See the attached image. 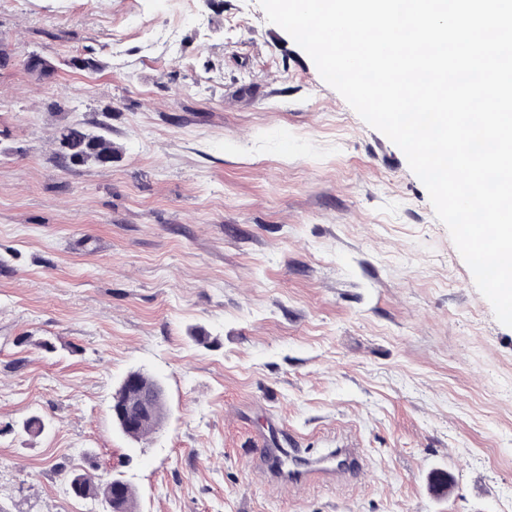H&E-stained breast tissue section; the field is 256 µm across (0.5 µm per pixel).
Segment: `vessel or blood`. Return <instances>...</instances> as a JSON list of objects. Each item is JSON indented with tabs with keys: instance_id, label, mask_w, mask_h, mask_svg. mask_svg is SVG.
Here are the masks:
<instances>
[{
	"instance_id": "1",
	"label": "vessel or blood",
	"mask_w": 512,
	"mask_h": 512,
	"mask_svg": "<svg viewBox=\"0 0 512 512\" xmlns=\"http://www.w3.org/2000/svg\"><path fill=\"white\" fill-rule=\"evenodd\" d=\"M265 454L272 478L289 486L306 483L316 475L337 477L362 465L360 452L355 448H336L328 455L301 464L284 462L282 451L278 448L266 449Z\"/></svg>"
}]
</instances>
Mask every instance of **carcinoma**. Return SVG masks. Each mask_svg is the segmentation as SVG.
<instances>
[{
  "label": "carcinoma",
  "instance_id": "obj_1",
  "mask_svg": "<svg viewBox=\"0 0 512 512\" xmlns=\"http://www.w3.org/2000/svg\"><path fill=\"white\" fill-rule=\"evenodd\" d=\"M60 158L65 163L77 158L83 163L97 162L112 153V139L95 134L81 126H68L59 137ZM111 412L139 415L135 427L123 433L135 440L141 439L162 423L165 400L160 381L141 372L133 375V382L120 385L112 399ZM69 487L73 495L101 502L104 512H135L136 493L133 487L119 478L97 480L87 472L70 473Z\"/></svg>",
  "mask_w": 512,
  "mask_h": 512
}]
</instances>
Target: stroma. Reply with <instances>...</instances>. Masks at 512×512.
Segmentation results:
<instances>
[{
    "mask_svg": "<svg viewBox=\"0 0 512 512\" xmlns=\"http://www.w3.org/2000/svg\"><path fill=\"white\" fill-rule=\"evenodd\" d=\"M0 51V512H103L89 468L137 512H512V328L259 0H0ZM76 124L110 163L58 158ZM134 370L166 404L138 441ZM266 443L363 465L278 485ZM133 382L123 381L112 399L111 413L124 412L140 415L135 427L121 431L135 440L141 439L162 423L165 413V400L160 381L137 372ZM68 481L73 495L100 501L105 512H135V490L122 479L95 480L87 472L73 471Z\"/></svg>",
    "mask_w": 512,
    "mask_h": 512,
    "instance_id": "1",
    "label": "stroma"
}]
</instances>
